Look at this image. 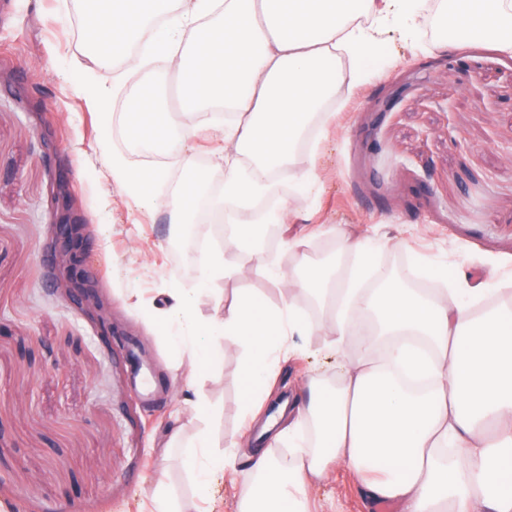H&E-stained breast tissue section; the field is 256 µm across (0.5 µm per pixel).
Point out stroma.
Listing matches in <instances>:
<instances>
[{"label": "stroma", "mask_w": 512, "mask_h": 512, "mask_svg": "<svg viewBox=\"0 0 512 512\" xmlns=\"http://www.w3.org/2000/svg\"><path fill=\"white\" fill-rule=\"evenodd\" d=\"M125 92L92 72L77 0H0V512H149L160 482L182 512H235L238 485L223 470L200 499L176 454L164 452L173 426L186 444L204 428L214 456L245 472L250 447L225 440L248 402L240 353L195 367L170 343L177 327L161 311L171 289L195 282L171 259L165 210L137 207L105 166L112 153L145 163L110 122ZM100 96L105 110L91 109ZM337 100L335 120L311 132L316 157L297 158L313 171L311 189L295 188L290 171L280 184L303 243L278 241L259 258L285 272L342 231L381 241L374 265L388 271L403 259L410 275L441 281L452 303L463 282L488 271L512 283V56L486 37L390 29ZM227 148L206 130L190 144V163L164 162L173 180L194 166L217 190L224 173L212 157ZM61 195L85 237L94 306L73 300L54 261ZM238 287L281 303L278 281L254 268L199 292L200 324L223 314ZM106 321L119 337L105 340ZM295 342L263 413L295 399L309 376L336 377L324 336ZM309 498L311 512H400L363 499L344 467L314 482Z\"/></svg>", "instance_id": "1"}]
</instances>
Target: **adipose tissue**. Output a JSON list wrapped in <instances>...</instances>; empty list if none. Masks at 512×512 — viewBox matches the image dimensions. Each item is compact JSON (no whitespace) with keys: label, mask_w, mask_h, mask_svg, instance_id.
I'll return each instance as SVG.
<instances>
[{"label":"adipose tissue","mask_w":512,"mask_h":512,"mask_svg":"<svg viewBox=\"0 0 512 512\" xmlns=\"http://www.w3.org/2000/svg\"><path fill=\"white\" fill-rule=\"evenodd\" d=\"M420 16L417 0H174L166 8L159 0H95L84 11L93 65L121 70L131 83L120 116L130 143L178 156L194 134L188 127L182 140H170L178 116L211 111L218 102L236 116L223 130L236 149L214 161L224 171L218 203L234 229L228 250L205 254L189 268L198 285L246 274L237 255L265 217L248 220L245 212L276 194L277 177L292 164L311 117H335L339 80L328 61L363 58L374 31L397 18L413 30ZM441 20L451 31L492 36L499 51L512 55V0H446ZM134 46L179 72L177 109L164 104L160 88L135 80ZM108 166L136 205L160 202L154 189L170 177L163 164L134 168L116 154ZM280 283L291 293L323 297L320 317L305 320L291 299L261 308L245 289L204 329L194 291L173 289L163 311L181 327L174 342L191 364L213 360L225 346L244 349L242 372L251 388L272 376L292 335L325 334L336 356L335 383L311 386L305 405L288 406L292 425L312 429V438L296 439L286 462L254 449L237 512H306L308 485L333 464L354 469L370 501L403 512H473L477 502L486 512H512L511 305L488 302L483 283L468 288L460 304L449 303L444 291L403 287L389 273L380 275L379 288H362L356 278L335 279L308 260ZM370 318L392 341L391 364L429 379L428 395H410L379 363L346 355L353 338L371 350V339L359 332ZM209 448L208 433L199 431L184 460L201 497L218 465Z\"/></svg>","instance_id":"adipose-tissue-1"}]
</instances>
